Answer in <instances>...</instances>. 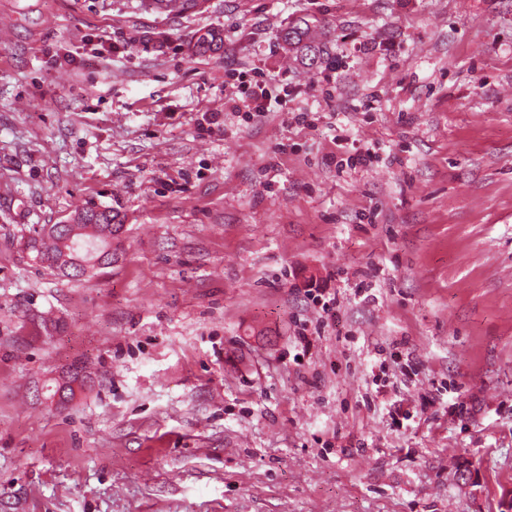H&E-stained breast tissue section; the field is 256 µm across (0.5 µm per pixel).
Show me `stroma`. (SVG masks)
<instances>
[{
  "label": "stroma",
  "mask_w": 512,
  "mask_h": 512,
  "mask_svg": "<svg viewBox=\"0 0 512 512\" xmlns=\"http://www.w3.org/2000/svg\"><path fill=\"white\" fill-rule=\"evenodd\" d=\"M0 512H512V0H0ZM256 79L251 90L240 92L241 97L230 98L224 102L225 112H244L250 116L251 112H266L272 103V95L266 91L267 80L264 71L255 68ZM82 209L75 212V214L68 220L62 221L59 226L55 228L47 227L43 234V242L45 243L41 248L42 251H47L52 257L55 266L69 267L76 266L78 270L83 271L85 274L89 273L93 269L99 268V260L96 256L98 251H105L112 253V236L104 239L103 242H96L92 247H88L79 250V254L73 250L75 245L72 244L74 237L81 231L77 229L79 223L78 217L80 216ZM61 227H67L72 229L68 233H63L62 237H57V230ZM61 230H65L62 228ZM68 246H71L69 248ZM47 249V250H46ZM118 214L113 213L110 209H104L99 212H95L93 210L86 211L85 212V219L87 222L96 224L95 226L91 227L90 229L84 228L85 232L79 234L78 236L80 239L84 240V242H90L91 240H98L100 237V234L104 231L106 227L101 226L100 224H113L112 227V234H113V228L114 232L119 231L120 229V222L115 223V220H117ZM115 226V227H114Z\"/></svg>",
  "instance_id": "stroma-1"
}]
</instances>
